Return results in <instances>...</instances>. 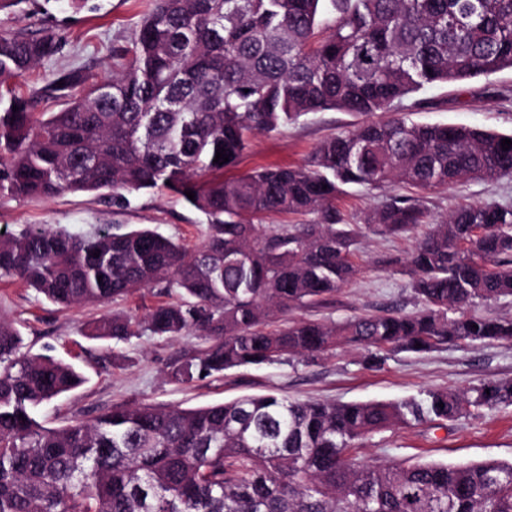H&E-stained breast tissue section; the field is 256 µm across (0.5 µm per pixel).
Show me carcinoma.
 <instances>
[{
    "label": "carcinoma",
    "mask_w": 512,
    "mask_h": 512,
    "mask_svg": "<svg viewBox=\"0 0 512 512\" xmlns=\"http://www.w3.org/2000/svg\"><path fill=\"white\" fill-rule=\"evenodd\" d=\"M59 49L52 33H0V85ZM113 56L123 64L109 79L51 83L68 99L59 112L34 111L35 96L13 88L0 95V197L166 189L207 218L206 240L189 251L148 227L82 236L40 226L0 235L1 278L65 307L157 285L181 291L184 301L142 319L103 315L90 335L205 337L206 349L172 368L183 383L343 348L377 365L418 343L512 341V317L464 314L512 297V205L497 203L459 207L410 253L422 310L266 330L356 274L357 229L332 205L343 186L492 182L512 175V147H501L512 134L394 112L323 140L301 165L223 176L252 137L311 112L368 115L432 85L512 69V0H157ZM271 212L317 220L270 232L254 223ZM364 223L393 236L427 223V211L394 196ZM83 381L72 364L23 350L0 319V512H512V462L352 458L357 441L392 427L512 405L511 378L395 401L266 393L185 409L120 405L45 426L42 408Z\"/></svg>",
    "instance_id": "carcinoma-1"
}]
</instances>
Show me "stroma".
<instances>
[{
    "label": "stroma",
    "instance_id": "stroma-1",
    "mask_svg": "<svg viewBox=\"0 0 512 512\" xmlns=\"http://www.w3.org/2000/svg\"><path fill=\"white\" fill-rule=\"evenodd\" d=\"M92 9L74 10L69 0H24L19 8L0 12V32L35 33L54 29L62 49L50 61L19 79L22 90H41L57 74L84 70L97 79L114 70L112 48L125 44L136 22L155 0H91ZM405 111L418 123L465 124L512 133V69L461 84L426 88L406 99ZM364 114L314 112L280 130L256 136L235 167L236 173L304 163L320 141L367 122ZM404 184L381 189L346 186L334 205L343 223L359 225L354 261L355 278L332 298L292 309V320L340 321L388 308L406 313L421 309L411 290L405 266L409 253L426 232L418 226L406 233L380 237L362 228L365 213L388 198L411 195ZM421 204L431 221L445 219L463 204H512V175L493 182L470 181L423 194ZM33 224L52 225L89 235L106 224L146 225L178 238L185 246L200 245L207 233L204 216L179 196L164 190H143L113 199L111 192L63 193L49 199L0 198V228L17 233ZM175 296L161 288H145L120 301L116 308L145 316ZM101 307H60L19 281L0 280V318L19 331L26 348L74 364L86 381L46 406V426L73 419H91L112 406L134 403L195 408L244 395L274 392L291 399L341 402L400 400L420 397L433 389L462 390L483 380L512 379V342L449 344L432 351L397 350L372 365L366 352L344 349L311 360L282 359L259 368L225 371L189 384L171 376L175 363L200 354L204 337L137 336L113 344L85 334L92 319L110 313ZM354 456L365 462H441L462 464L489 459L512 460V406L485 409L451 421L395 427L360 440Z\"/></svg>",
    "mask_w": 512,
    "mask_h": 512
}]
</instances>
